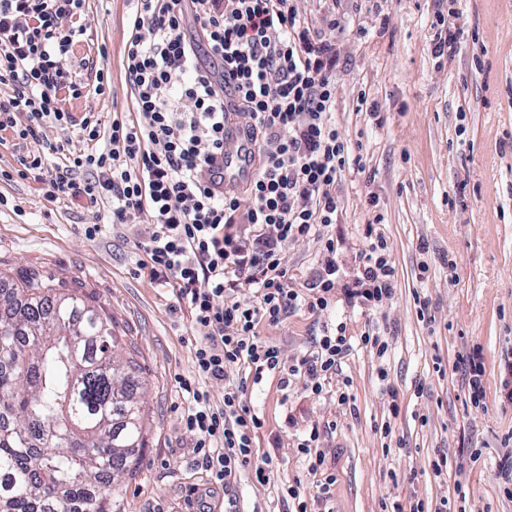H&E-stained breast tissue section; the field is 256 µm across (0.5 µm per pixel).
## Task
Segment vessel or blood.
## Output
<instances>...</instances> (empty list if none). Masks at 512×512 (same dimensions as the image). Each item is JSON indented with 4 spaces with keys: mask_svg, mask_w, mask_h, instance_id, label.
<instances>
[{
    "mask_svg": "<svg viewBox=\"0 0 512 512\" xmlns=\"http://www.w3.org/2000/svg\"><path fill=\"white\" fill-rule=\"evenodd\" d=\"M214 169L224 172V188L251 181L257 173L256 148L250 129L234 113L224 122V152L216 156Z\"/></svg>",
    "mask_w": 512,
    "mask_h": 512,
    "instance_id": "1",
    "label": "vessel or blood"
}]
</instances>
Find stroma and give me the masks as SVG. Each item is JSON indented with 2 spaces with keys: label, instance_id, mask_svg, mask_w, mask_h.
<instances>
[{
  "label": "stroma",
  "instance_id": "35a3bbf8",
  "mask_svg": "<svg viewBox=\"0 0 512 512\" xmlns=\"http://www.w3.org/2000/svg\"><path fill=\"white\" fill-rule=\"evenodd\" d=\"M387 25L337 0L346 28L337 40L335 118L359 157L336 187L342 213L330 226L337 262L352 274L363 249L362 229L379 222L394 261L395 295L377 311L339 302L318 313L299 307L278 325L260 324L285 364L314 348L326 327L343 322L349 335L380 332L386 358L354 347L343 364L349 404L316 397L279 376L248 384L244 399L262 417L255 462L274 459L267 485L241 477L212 485L192 453L182 424L179 376L192 368L187 313L172 289L152 281L134 243L145 225H85L108 218L110 203L47 200L34 179L0 180V281L20 284L37 272L81 287L112 317L148 382L149 419L135 473L112 495L114 512H288L281 488L293 479L315 488L297 446L319 427L336 482L320 512H383L393 502H423L428 512H512L500 465L512 453V401L502 388L512 363V0H380ZM130 0H94L72 45L74 59H103L104 95L65 98L74 115L98 113L103 124L126 111L122 66ZM460 25L452 58L431 52L437 15ZM366 92L383 117L359 109ZM379 199L370 209L369 196ZM427 251H420V244ZM320 244L309 237L286 252L290 287L305 288ZM480 352L485 397L471 403L463 359ZM399 411H392V404ZM393 433L384 436L383 424ZM448 456V471L430 463Z\"/></svg>",
  "mask_w": 512,
  "mask_h": 512
}]
</instances>
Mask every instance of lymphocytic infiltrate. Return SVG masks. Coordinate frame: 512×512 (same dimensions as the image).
Returning <instances> with one entry per match:
<instances>
[{"label":"lymphocytic infiltrate","instance_id":"f902f5d3","mask_svg":"<svg viewBox=\"0 0 512 512\" xmlns=\"http://www.w3.org/2000/svg\"><path fill=\"white\" fill-rule=\"evenodd\" d=\"M298 2L137 0L123 55L129 115L106 127L98 113L74 116L59 99L63 90L82 94L69 55L71 23L88 13L90 0H0V73L15 84L0 99V131L28 147L18 171L1 169L0 179L35 178L51 201L107 199L113 223L146 225L135 247L154 279L175 290L199 338L194 375L178 380L184 424L212 484L224 488L245 470L267 484L274 463L269 456L251 463L262 421L245 403L244 386L225 389L216 407L203 381L224 379L237 365L253 383L284 372L319 396L354 345L380 358L388 351L380 335L354 340L340 326L287 366L255 331L262 321L280 324L301 304L326 310L339 293L373 311L395 290L387 242L370 223L352 279L341 281L329 238L306 289L288 285L289 244L335 223L336 182L350 163L332 120L342 21L330 14L313 22ZM228 86L257 139L261 166L252 182L224 194L205 171L224 151ZM48 126L77 128L87 150L46 142ZM245 285L252 300L236 297ZM319 442L314 429L298 446L309 472L321 477L316 491L298 479L282 488L293 512H311L313 494L328 495L336 481Z\"/></svg>","mask_w":512,"mask_h":512}]
</instances>
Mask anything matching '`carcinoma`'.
<instances>
[{"instance_id":"cac0c4a2","label":"carcinoma","mask_w":512,"mask_h":512,"mask_svg":"<svg viewBox=\"0 0 512 512\" xmlns=\"http://www.w3.org/2000/svg\"><path fill=\"white\" fill-rule=\"evenodd\" d=\"M17 293L0 292V512H112L144 444L141 368L77 290L31 273Z\"/></svg>"}]
</instances>
